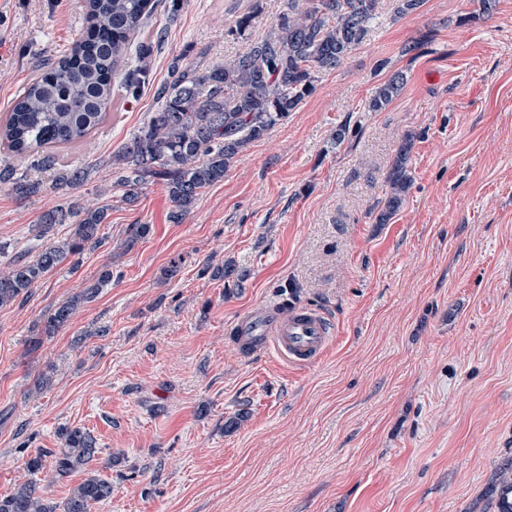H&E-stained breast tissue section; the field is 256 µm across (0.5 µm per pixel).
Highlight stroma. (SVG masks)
I'll use <instances>...</instances> for the list:
<instances>
[{
	"mask_svg": "<svg viewBox=\"0 0 512 512\" xmlns=\"http://www.w3.org/2000/svg\"><path fill=\"white\" fill-rule=\"evenodd\" d=\"M179 3L172 17L161 0L139 36L150 85L116 92L89 142L62 150L83 185L26 199L0 187L4 266L36 255L45 211L111 207L105 243L77 269L0 307V496L31 478L65 500L84 472L31 475L24 463L69 426L94 435L95 468L112 483L90 512H495L512 460V0L487 14L480 0H425L402 17L382 0L365 42L175 224L161 185L122 201L113 153L156 109L173 62L235 55L285 8ZM246 14L251 27L231 33ZM84 15L85 0H0V119ZM397 72L399 96L368 111ZM406 137L412 184L379 224ZM132 224L150 232L127 249ZM227 262L243 281L214 277ZM107 268L111 284L41 337ZM281 302L335 325L311 366L272 348L246 358L232 342L239 315ZM42 376L49 385L32 393Z\"/></svg>",
	"mask_w": 512,
	"mask_h": 512,
	"instance_id": "35a3bbf8",
	"label": "stroma"
}]
</instances>
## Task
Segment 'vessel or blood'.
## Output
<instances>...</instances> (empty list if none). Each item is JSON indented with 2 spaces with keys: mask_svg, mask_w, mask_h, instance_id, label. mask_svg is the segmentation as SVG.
I'll use <instances>...</instances> for the list:
<instances>
[{
  "mask_svg": "<svg viewBox=\"0 0 512 512\" xmlns=\"http://www.w3.org/2000/svg\"><path fill=\"white\" fill-rule=\"evenodd\" d=\"M333 339L325 313L296 305L250 310L237 318L233 342L246 355L275 349L289 364L306 367L318 360Z\"/></svg>",
  "mask_w": 512,
  "mask_h": 512,
  "instance_id": "1",
  "label": "vessel or blood"
}]
</instances>
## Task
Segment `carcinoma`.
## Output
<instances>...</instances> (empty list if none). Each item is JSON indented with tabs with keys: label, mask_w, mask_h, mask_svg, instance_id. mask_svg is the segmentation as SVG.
I'll return each mask as SVG.
<instances>
[{
	"label": "carcinoma",
	"mask_w": 512,
	"mask_h": 512,
	"mask_svg": "<svg viewBox=\"0 0 512 512\" xmlns=\"http://www.w3.org/2000/svg\"><path fill=\"white\" fill-rule=\"evenodd\" d=\"M86 25L70 52L47 61L29 81L0 124V149L27 162L25 174L0 162V185L9 184L20 198L38 195L47 187L73 188L83 172L61 163L59 151L84 143L103 124L112 106V76L120 73L126 92L136 95L148 83L150 48L130 53L133 36L152 17L154 0H87ZM269 30L238 54L198 70L174 63L171 80L156 89L160 108L148 123L112 155V184L122 199L133 202L151 184L163 186L173 210L170 219L182 222L206 187L224 175L277 124L297 111L315 90L317 74L338 68L367 38L377 16L379 0H285ZM404 75L394 73L380 84L367 107L384 109L399 95ZM412 141L404 139L386 176L389 187L376 223L387 224L400 208L411 185L407 160ZM109 206H75L46 211L37 238L56 224H67V236L41 247L29 260H17L0 271V306L30 293L65 263L105 241ZM112 282V270L63 302L44 325L52 336L69 322L78 307L90 302ZM61 447L41 449L25 468L34 474L54 458L55 471L65 475L82 469L86 478L61 504L50 503L37 484L27 481L0 497V512H89L112 497V482L90 468L99 453L91 432L64 427ZM512 464L501 475L498 512H512Z\"/></svg>",
	"instance_id": "carcinoma-1"
}]
</instances>
